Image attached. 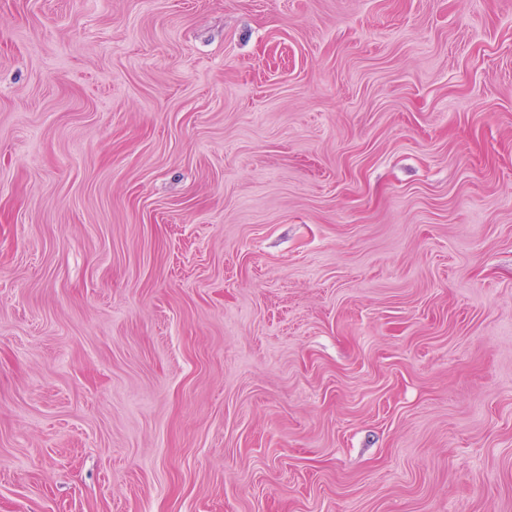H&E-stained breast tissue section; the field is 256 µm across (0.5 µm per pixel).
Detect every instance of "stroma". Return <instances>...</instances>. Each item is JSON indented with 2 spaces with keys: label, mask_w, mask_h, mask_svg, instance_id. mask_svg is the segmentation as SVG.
I'll return each instance as SVG.
<instances>
[{
  "label": "stroma",
  "mask_w": 512,
  "mask_h": 512,
  "mask_svg": "<svg viewBox=\"0 0 512 512\" xmlns=\"http://www.w3.org/2000/svg\"><path fill=\"white\" fill-rule=\"evenodd\" d=\"M0 512H512V0H0Z\"/></svg>",
  "instance_id": "1"
}]
</instances>
